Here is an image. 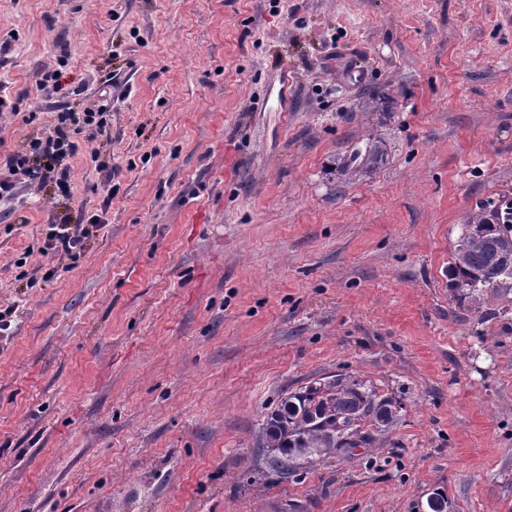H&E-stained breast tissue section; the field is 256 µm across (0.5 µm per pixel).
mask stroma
Returning a JSON list of instances; mask_svg holds the SVG:
<instances>
[{"mask_svg": "<svg viewBox=\"0 0 512 512\" xmlns=\"http://www.w3.org/2000/svg\"><path fill=\"white\" fill-rule=\"evenodd\" d=\"M104 85L80 257L52 187L0 201V512H512V287L448 288L512 192V0H0V157ZM337 378L398 420L283 479L265 416ZM382 161L383 154L379 149L371 148L366 152V154H364V156L358 157L351 155L349 158L344 159V162L340 167V172L348 179H351L376 167ZM68 215L57 216L52 224L56 225L57 232L51 236V242L47 244L43 254L48 256H56L61 253L68 259H76L80 257L82 244L87 234L88 229L80 227L74 229L70 224Z\"/></svg>", "mask_w": 512, "mask_h": 512, "instance_id": "obj_1", "label": "stroma"}]
</instances>
